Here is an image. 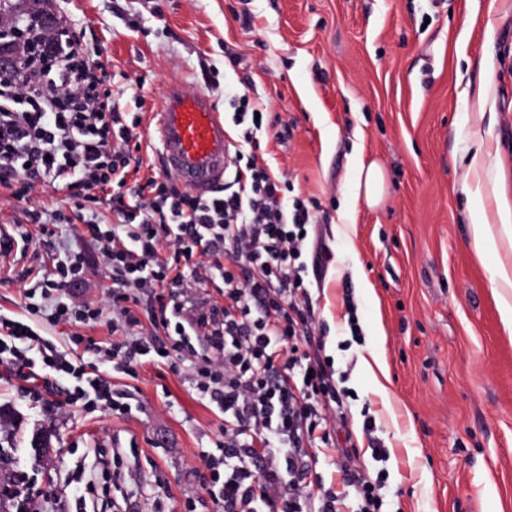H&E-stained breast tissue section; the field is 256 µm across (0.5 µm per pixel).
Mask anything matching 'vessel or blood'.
I'll return each instance as SVG.
<instances>
[{"instance_id":"obj_1","label":"vessel or blood","mask_w":512,"mask_h":512,"mask_svg":"<svg viewBox=\"0 0 512 512\" xmlns=\"http://www.w3.org/2000/svg\"><path fill=\"white\" fill-rule=\"evenodd\" d=\"M155 126L171 176L201 194L220 184L231 162L230 138L209 96L188 90L181 78L170 79Z\"/></svg>"}]
</instances>
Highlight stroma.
<instances>
[{"label":"stroma","instance_id":"1","mask_svg":"<svg viewBox=\"0 0 512 512\" xmlns=\"http://www.w3.org/2000/svg\"><path fill=\"white\" fill-rule=\"evenodd\" d=\"M72 31L100 41L112 91L140 118V179L162 172L153 114L169 79L187 80L231 113L224 90L251 85L270 114L260 152L296 195L318 204L310 251L323 259L311 288L312 343L347 389L334 446L313 482L346 490L382 477V512H512V335L503 328L498 277L512 272V0H58ZM240 56L225 63L227 52ZM291 129L287 140L279 126ZM385 170L371 208L354 201L358 162ZM29 202L0 195V226L33 234L26 256L0 266V317L38 327L58 350L72 328L21 307L25 289L69 251L95 268L92 301L112 285L61 185L38 184ZM51 231L41 234L29 211ZM497 251L478 252L473 221ZM373 296H366L362 283ZM359 335H352L350 318ZM376 350L385 394L364 372ZM134 403L115 415L60 414L0 366V407L15 426L0 461L38 495L41 512H190L208 473L202 454L223 420L197 395L189 365L144 363L136 375L104 363ZM374 418L387 450L363 430ZM54 452L34 445L43 430Z\"/></svg>","mask_w":512,"mask_h":512}]
</instances>
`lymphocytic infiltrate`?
I'll list each match as a JSON object with an SVG mask.
<instances>
[{
  "instance_id": "1",
  "label": "lymphocytic infiltrate",
  "mask_w": 512,
  "mask_h": 512,
  "mask_svg": "<svg viewBox=\"0 0 512 512\" xmlns=\"http://www.w3.org/2000/svg\"><path fill=\"white\" fill-rule=\"evenodd\" d=\"M47 56L29 62L24 48L13 77L0 76V190L24 200L35 183L64 185L71 196L105 192L116 224H83L112 273L105 308L121 342L105 357L135 374L141 360L189 363L196 392L224 418L204 453L203 484L218 512H345L343 495L312 491L310 464L332 445L331 416L343 406L331 367L307 347L313 318L303 254L314 215L288 200V182L260 161L258 133L269 124L248 90L232 94L241 145L226 187L201 195L169 176L130 183L141 142L112 94L99 44L42 34ZM93 272L72 254L23 293L29 314L52 301L49 322L88 325L103 310L78 299ZM224 300L206 292L214 277ZM147 304L152 335L139 333L135 309ZM0 363L54 394L74 379L58 409L93 405L130 410L98 366H86L20 320L0 319Z\"/></svg>"
}]
</instances>
